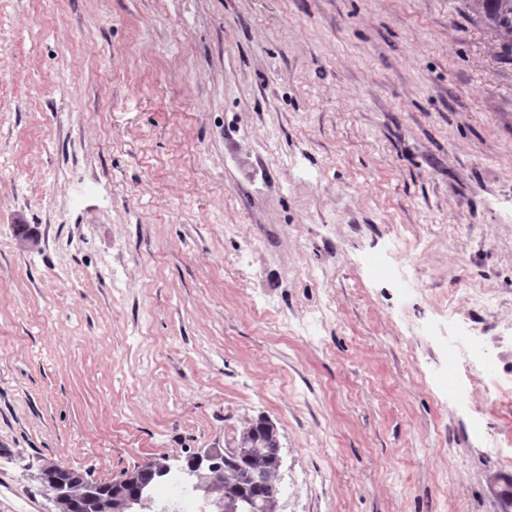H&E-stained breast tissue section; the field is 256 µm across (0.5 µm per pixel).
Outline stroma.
Listing matches in <instances>:
<instances>
[{
	"label": "stroma",
	"instance_id": "stroma-1",
	"mask_svg": "<svg viewBox=\"0 0 512 512\" xmlns=\"http://www.w3.org/2000/svg\"><path fill=\"white\" fill-rule=\"evenodd\" d=\"M462 326L512 382V57L464 0H0V512L261 416L279 512H504Z\"/></svg>",
	"mask_w": 512,
	"mask_h": 512
}]
</instances>
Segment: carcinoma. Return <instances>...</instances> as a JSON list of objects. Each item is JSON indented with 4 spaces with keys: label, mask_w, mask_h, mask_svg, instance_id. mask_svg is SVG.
Here are the masks:
<instances>
[{
    "label": "carcinoma",
    "mask_w": 512,
    "mask_h": 512,
    "mask_svg": "<svg viewBox=\"0 0 512 512\" xmlns=\"http://www.w3.org/2000/svg\"><path fill=\"white\" fill-rule=\"evenodd\" d=\"M466 2L468 9L479 21L496 34L502 51L512 55V0ZM227 444L236 449V455L227 460L222 457L218 459V463L224 468V498L250 499L260 504L267 497L279 493L277 476L280 443L276 432L268 430L257 419L234 433L227 440ZM57 477L66 482L75 507L82 508L92 481L76 471L66 469L43 479L44 485L50 486V482ZM159 481L161 477L146 471L140 475V487L110 482L107 484L106 493L125 496L141 489L147 494Z\"/></svg>",
    "instance_id": "cac0c4a2"
}]
</instances>
